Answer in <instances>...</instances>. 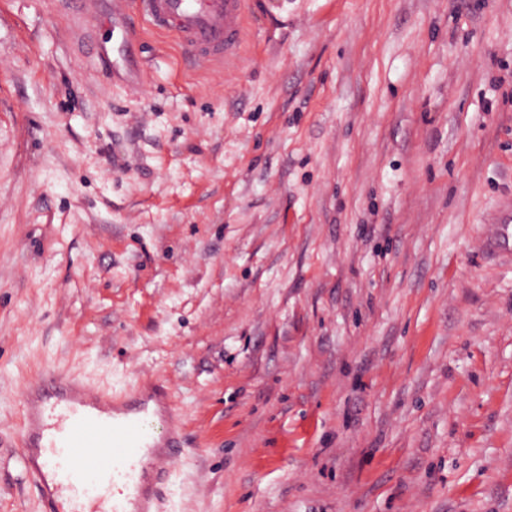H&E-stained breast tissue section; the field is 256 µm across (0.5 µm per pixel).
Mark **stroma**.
<instances>
[{"mask_svg":"<svg viewBox=\"0 0 512 512\" xmlns=\"http://www.w3.org/2000/svg\"><path fill=\"white\" fill-rule=\"evenodd\" d=\"M0 0V512L27 382L170 385L159 512H512V0H247L194 63L135 4ZM512 203L503 213L493 235L488 239V245L493 248L508 249L512 253Z\"/></svg>","mask_w":512,"mask_h":512,"instance_id":"35a3bbf8","label":"stroma"}]
</instances>
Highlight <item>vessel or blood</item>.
<instances>
[{
    "mask_svg": "<svg viewBox=\"0 0 512 512\" xmlns=\"http://www.w3.org/2000/svg\"><path fill=\"white\" fill-rule=\"evenodd\" d=\"M246 0H137L155 28L177 34L183 48L207 63L234 60L242 47ZM488 244L512 251V205ZM157 410L133 393L118 399L83 385L80 374L48 371L21 392L19 462L40 492L44 512H155L172 465L185 451L183 427L153 381Z\"/></svg>",
    "mask_w": 512,
    "mask_h": 512,
    "instance_id": "1",
    "label": "vessel or blood"
}]
</instances>
